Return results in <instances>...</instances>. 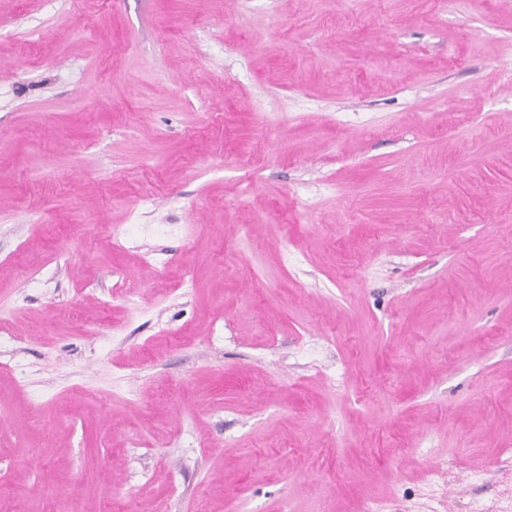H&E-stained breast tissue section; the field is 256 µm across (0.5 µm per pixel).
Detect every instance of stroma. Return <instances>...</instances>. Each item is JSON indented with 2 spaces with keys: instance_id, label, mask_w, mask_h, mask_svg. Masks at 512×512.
I'll return each instance as SVG.
<instances>
[{
  "instance_id": "obj_1",
  "label": "stroma",
  "mask_w": 512,
  "mask_h": 512,
  "mask_svg": "<svg viewBox=\"0 0 512 512\" xmlns=\"http://www.w3.org/2000/svg\"><path fill=\"white\" fill-rule=\"evenodd\" d=\"M0 512H512V0H0Z\"/></svg>"
}]
</instances>
